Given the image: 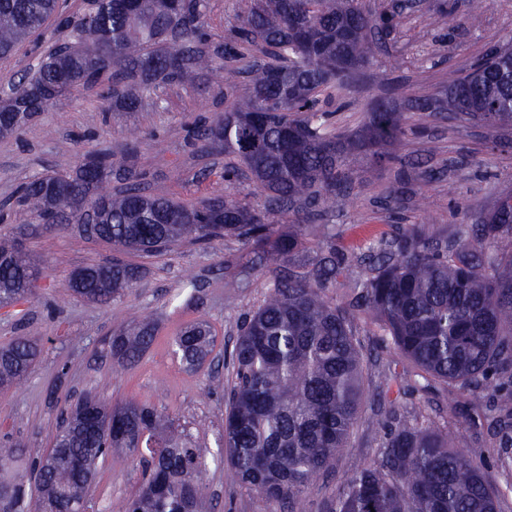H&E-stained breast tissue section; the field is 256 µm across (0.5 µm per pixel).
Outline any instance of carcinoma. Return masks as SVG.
<instances>
[{
    "instance_id": "carcinoma-1",
    "label": "carcinoma",
    "mask_w": 512,
    "mask_h": 512,
    "mask_svg": "<svg viewBox=\"0 0 512 512\" xmlns=\"http://www.w3.org/2000/svg\"><path fill=\"white\" fill-rule=\"evenodd\" d=\"M204 0H87L75 14L65 0H0V57L10 56L50 19L69 31L38 67L11 82L0 101V136L21 131L41 112L85 89L100 88L115 107L136 109L142 95L194 81L259 49L265 61L244 69L249 87L230 111L200 130L204 152L235 155L264 198L231 195L238 170H224V189L186 205L149 194L135 168L124 185L104 191L116 162L98 151L68 174L26 182L17 207L34 224H80V207L100 204L89 229L118 251L153 252L178 241L208 245L226 235L278 257L294 256L306 231L329 235L326 203L351 184L347 158L384 157L404 134V115L385 104L356 130L328 135L314 124L326 116L325 94L348 87L371 62L396 14L375 17L361 0H253L247 15L213 46L204 28ZM421 112L512 122V46L494 49L474 74L448 77L439 99L416 101ZM288 224L278 232L275 223ZM0 305L29 302L40 277L34 259L0 243ZM304 274L273 270L263 305L245 316L230 354L224 447L238 478L277 512H305L301 495L346 446L362 397L363 354L349 310L367 312L398 355L425 377L480 396L490 376L512 369V205L452 240L423 225L405 230L390 249L367 258L359 291L346 306L329 301L347 267L336 250L317 253ZM139 278L119 260L77 270L69 290L107 306ZM143 322L112 335V359L125 368L151 345ZM214 338L204 325L186 327L176 350L189 365L208 357ZM36 347L18 340L0 349V385L29 373ZM377 457L358 468L325 512H498L499 490L468 452L450 445L452 432L417 417L393 416ZM160 416L134 400L110 406L95 396L78 401L56 437V464L34 462L42 512H76L86 504L87 473L107 441L137 449L150 444ZM150 472L129 512H188L202 507V453L170 434L141 458ZM24 476L0 481V502L20 512Z\"/></svg>"
}]
</instances>
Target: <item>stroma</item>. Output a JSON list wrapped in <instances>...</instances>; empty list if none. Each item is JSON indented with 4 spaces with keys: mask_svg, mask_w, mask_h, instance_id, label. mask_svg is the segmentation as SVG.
<instances>
[{
    "mask_svg": "<svg viewBox=\"0 0 512 512\" xmlns=\"http://www.w3.org/2000/svg\"><path fill=\"white\" fill-rule=\"evenodd\" d=\"M367 9L397 13L399 23L381 41L358 90H332L324 127L338 133L357 129L378 103L405 113V133L392 157H360L352 165L351 189L337 198L327 221L331 239L307 234L299 254L308 261L334 246L356 263L399 238L407 225L427 224L455 232L484 223L500 201L512 197V123L450 122L410 110L416 98L438 96L449 72L465 74L495 47L512 42V0H363ZM251 0H207L205 28L220 44ZM65 31L36 35L0 60V93L10 78L36 67L53 40ZM246 80L209 73L191 84L161 86L133 112L112 108L97 91L84 90L36 116L17 136L0 137V204L38 174H65L87 152L112 149L122 156L137 143L145 164L142 182L153 194L185 203L223 187L233 156L203 153L196 128L224 114ZM400 181L389 201L383 185ZM17 238L38 260L44 276L31 302L0 309V347L19 337L36 340L41 353L30 375L0 387V448L18 443L27 457L51 448L65 410L84 394L118 405L128 400L156 408L205 453L203 512H269L261 496L237 477L224 448V392L234 379L224 352L239 336L245 313L261 306L272 281L269 266L246 275L247 249L227 237L206 246L187 242L147 254L116 253L111 244L89 236L84 225L45 226L13 213L0 222V239ZM120 258L142 270L141 279L110 305L72 296V273ZM350 320L371 361L363 374L364 395L345 448L331 470L303 492L306 512H323L347 475L374 459L391 425V413H412L450 428L456 447L476 449L473 462L490 481L505 488L512 472L502 467L499 440L485 425L501 411L500 395L485 392L479 406L439 381L418 377L416 365L383 341L361 311ZM148 321L155 327L150 349L132 367L114 368L103 343L119 328ZM210 326L214 346L199 367L186 366L174 353V339L187 326ZM410 378L399 396H382L389 380ZM144 480L139 454L113 449L100 459L88 496L94 512H126Z\"/></svg>",
    "mask_w": 512,
    "mask_h": 512,
    "instance_id": "obj_1",
    "label": "stroma"
}]
</instances>
